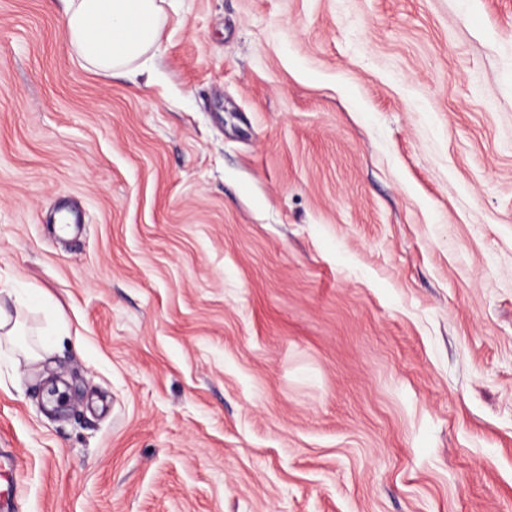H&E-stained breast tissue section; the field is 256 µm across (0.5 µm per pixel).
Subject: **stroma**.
<instances>
[{
	"mask_svg": "<svg viewBox=\"0 0 512 512\" xmlns=\"http://www.w3.org/2000/svg\"><path fill=\"white\" fill-rule=\"evenodd\" d=\"M164 10L0 0L17 512H512V0ZM166 0H63V26L85 69L108 75L156 48ZM33 307H36L33 300L24 303L16 301L13 309L0 301V343L10 344L18 355L31 363L42 359V350L46 347L45 339L42 337L46 334L33 333L26 324L24 310Z\"/></svg>",
	"mask_w": 512,
	"mask_h": 512,
	"instance_id": "stroma-1",
	"label": "stroma"
}]
</instances>
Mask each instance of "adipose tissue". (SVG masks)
Wrapping results in <instances>:
<instances>
[{"instance_id":"1","label":"adipose tissue","mask_w":512,"mask_h":512,"mask_svg":"<svg viewBox=\"0 0 512 512\" xmlns=\"http://www.w3.org/2000/svg\"><path fill=\"white\" fill-rule=\"evenodd\" d=\"M164 0H64L63 26L83 67L101 75L121 71L156 48ZM32 302H0V343L29 362L42 358L43 337H32L25 312Z\"/></svg>"}]
</instances>
